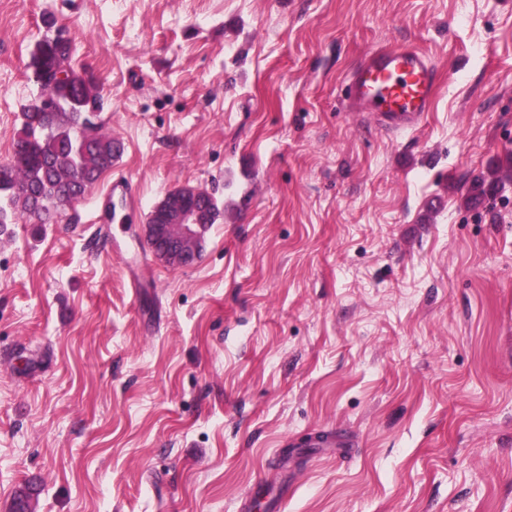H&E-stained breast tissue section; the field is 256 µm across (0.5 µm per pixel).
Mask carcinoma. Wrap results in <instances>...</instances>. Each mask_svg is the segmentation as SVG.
Returning a JSON list of instances; mask_svg holds the SVG:
<instances>
[{
	"label": "carcinoma",
	"instance_id": "obj_1",
	"mask_svg": "<svg viewBox=\"0 0 512 512\" xmlns=\"http://www.w3.org/2000/svg\"><path fill=\"white\" fill-rule=\"evenodd\" d=\"M22 125L14 150L20 163L15 167L0 166V227L24 214L40 218L50 208L66 205L72 196L85 193L103 171L112 167L122 151L121 144L109 137L102 151H82L54 174L51 161L75 151L89 128L79 126L71 112L45 111L34 104L22 112ZM511 175L509 154L503 163L473 180L471 199L483 196Z\"/></svg>",
	"mask_w": 512,
	"mask_h": 512
}]
</instances>
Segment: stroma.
<instances>
[{"label": "stroma", "instance_id": "35a3bbf8", "mask_svg": "<svg viewBox=\"0 0 512 512\" xmlns=\"http://www.w3.org/2000/svg\"><path fill=\"white\" fill-rule=\"evenodd\" d=\"M58 32L124 154L0 234V512H240L260 478L284 512H512V181L465 204L512 154V0H0V165ZM400 44L440 85L385 132L339 95ZM120 173L152 288L90 250ZM181 187L220 214L173 268L143 231Z\"/></svg>", "mask_w": 512, "mask_h": 512}]
</instances>
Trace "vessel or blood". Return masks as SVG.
I'll use <instances>...</instances> for the list:
<instances>
[{
	"label": "vessel or blood",
	"instance_id": "vessel-or-blood-1",
	"mask_svg": "<svg viewBox=\"0 0 512 512\" xmlns=\"http://www.w3.org/2000/svg\"><path fill=\"white\" fill-rule=\"evenodd\" d=\"M439 87V73L428 55L411 46L365 54L351 71L342 100L349 111L362 112L385 131L411 130L430 111ZM142 203L132 179L115 178L106 188L96 223H121Z\"/></svg>",
	"mask_w": 512,
	"mask_h": 512
}]
</instances>
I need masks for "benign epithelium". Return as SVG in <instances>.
<instances>
[{
	"instance_id": "obj_1",
	"label": "benign epithelium",
	"mask_w": 512,
	"mask_h": 512,
	"mask_svg": "<svg viewBox=\"0 0 512 512\" xmlns=\"http://www.w3.org/2000/svg\"><path fill=\"white\" fill-rule=\"evenodd\" d=\"M62 39L51 40L35 56L36 79L54 78L47 106L51 110L60 107L56 95L60 85L70 86L71 70L67 60L54 51L52 44ZM206 196L202 190L182 187L169 191L150 213L153 222L145 225V237L155 255L171 266H184L193 261L202 247L203 225L198 223L199 213L194 200Z\"/></svg>"
}]
</instances>
